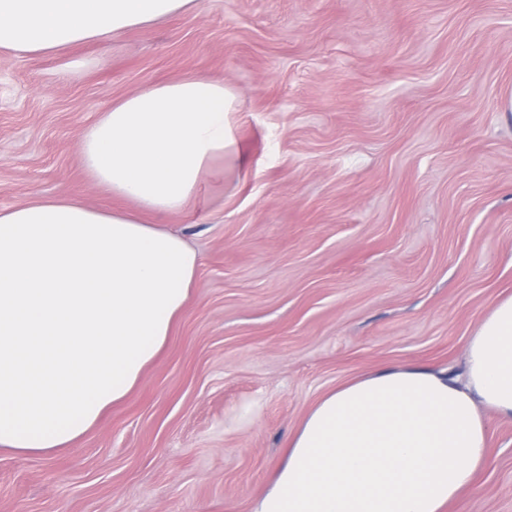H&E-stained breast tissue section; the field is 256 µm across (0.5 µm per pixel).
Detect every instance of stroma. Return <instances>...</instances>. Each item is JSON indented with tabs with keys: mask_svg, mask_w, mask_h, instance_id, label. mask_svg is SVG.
<instances>
[{
	"mask_svg": "<svg viewBox=\"0 0 512 512\" xmlns=\"http://www.w3.org/2000/svg\"><path fill=\"white\" fill-rule=\"evenodd\" d=\"M238 93L224 180L153 223L200 265L167 347L71 447L0 451V512H250L328 390L461 373L512 295V0H196L164 23L0 50V207L74 196L84 130L193 73ZM447 512H512V419Z\"/></svg>",
	"mask_w": 512,
	"mask_h": 512,
	"instance_id": "stroma-1",
	"label": "stroma"
}]
</instances>
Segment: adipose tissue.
Here are the masks:
<instances>
[{
  "instance_id": "1",
  "label": "adipose tissue",
  "mask_w": 512,
  "mask_h": 512,
  "mask_svg": "<svg viewBox=\"0 0 512 512\" xmlns=\"http://www.w3.org/2000/svg\"><path fill=\"white\" fill-rule=\"evenodd\" d=\"M195 0H0V50L58 53L170 20ZM236 95L201 75L113 102L81 135L90 182L124 200L0 207V449L72 445L169 341L197 279L185 240L147 222L195 202L234 150ZM451 378L382 369L322 395L251 512H445L485 463L490 409L512 418V296L489 309Z\"/></svg>"
}]
</instances>
